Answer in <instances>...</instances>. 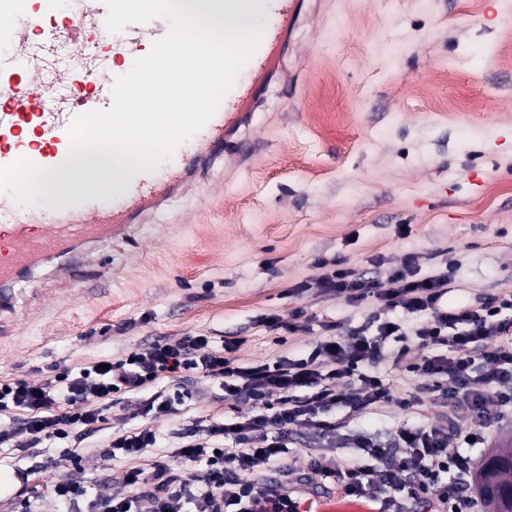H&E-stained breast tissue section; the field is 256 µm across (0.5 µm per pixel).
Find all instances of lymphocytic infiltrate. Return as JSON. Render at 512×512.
Returning a JSON list of instances; mask_svg holds the SVG:
<instances>
[{
	"mask_svg": "<svg viewBox=\"0 0 512 512\" xmlns=\"http://www.w3.org/2000/svg\"><path fill=\"white\" fill-rule=\"evenodd\" d=\"M452 277L448 269L417 277L410 259L391 270L383 284L362 280L347 268L330 270L317 283L323 292L353 304L376 300L415 323L408 328L402 320L377 315L371 326L340 336L335 323L328 322L309 354L299 359L284 351L243 364L235 356L236 343L213 350L208 337L186 336L174 344L156 343L128 359L107 356L40 381L0 383V412H29L11 430L0 431V445L19 438L29 448L72 447L88 426L101 422L99 402L117 394L145 393V413L168 416L181 394L154 393L151 385L198 373L218 382L225 400L239 408L227 422L190 426L176 453L198 464L193 476L158 460L151 473L126 472L131 495L100 494L73 475L56 484V500L64 505L87 501L91 512H224L229 506L237 512H301L302 501L288 491L294 471L282 463L297 433L335 434L343 423L329 412L339 404L355 412L418 404L417 394H398L374 370L388 341L399 344L392 354L396 368L435 385L450 380L449 395L463 394L471 415L481 420L512 417V293L490 297L476 308L448 307L444 298ZM303 387L312 394L301 400L295 392ZM469 437L482 442L487 435L420 424L396 431L382 445L356 434L357 457L318 455L310 468L342 495L380 503L382 512H408L411 499L427 500L437 512H477V500L466 493L475 461L449 448L451 439ZM401 488L407 489L408 500L396 497Z\"/></svg>",
	"mask_w": 512,
	"mask_h": 512,
	"instance_id": "obj_1",
	"label": "lymphocytic infiltrate"
}]
</instances>
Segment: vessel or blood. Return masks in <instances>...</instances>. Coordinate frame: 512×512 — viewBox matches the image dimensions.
Instances as JSON below:
<instances>
[{"label":"vessel or blood","mask_w":512,"mask_h":512,"mask_svg":"<svg viewBox=\"0 0 512 512\" xmlns=\"http://www.w3.org/2000/svg\"><path fill=\"white\" fill-rule=\"evenodd\" d=\"M298 5L299 0H274L247 76L237 77L215 114L191 143L175 149L166 166L137 174L116 194L103 172L63 164L71 119L113 103V72L94 65L96 35L107 17L103 0H91L82 14L49 27L41 21L57 14L58 0H0V16L12 20L0 27V166L22 156L44 168L63 166L58 193L68 202L61 210H25L0 193V286L78 245L125 236L227 150L279 70ZM168 31L162 19L128 24L121 31L123 52L143 57ZM52 96L57 99L53 109L47 106Z\"/></svg>","instance_id":"obj_1"}]
</instances>
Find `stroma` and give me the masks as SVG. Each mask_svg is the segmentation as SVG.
I'll list each match as a JSON object with an SVG mask.
<instances>
[{
    "mask_svg": "<svg viewBox=\"0 0 512 512\" xmlns=\"http://www.w3.org/2000/svg\"><path fill=\"white\" fill-rule=\"evenodd\" d=\"M246 136L250 159L211 166L131 235L83 246L70 294H42L54 259L11 285L19 318L0 342V383L185 336L240 340L243 363L302 356L317 324L351 329L377 309L320 292L338 266L380 280L409 256L421 277L452 268V306L512 292V0H304ZM300 310L313 331L278 344L263 317ZM187 387L192 398L162 420L142 414V396L115 397L75 448L0 447V512L17 468L37 470L52 512L73 468L110 494L131 468L182 466L183 429L232 416L218 384L198 375ZM448 413L429 393L409 410L339 406L335 439L288 448L284 462L308 473L312 455L356 456L353 434L384 444L404 427L447 426ZM134 428L156 430V447L137 460L100 455Z\"/></svg>",
    "mask_w": 512,
    "mask_h": 512,
    "instance_id": "stroma-1",
    "label": "stroma"
}]
</instances>
